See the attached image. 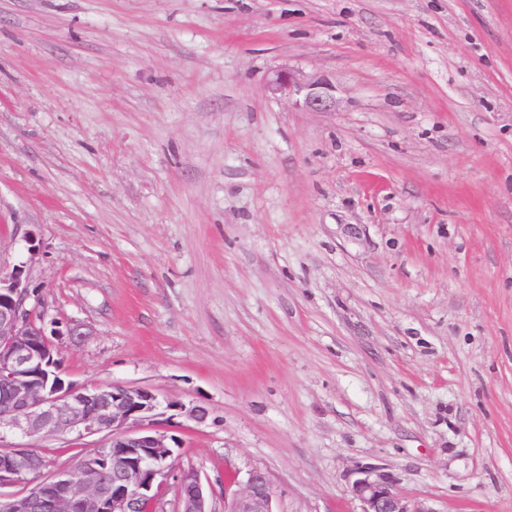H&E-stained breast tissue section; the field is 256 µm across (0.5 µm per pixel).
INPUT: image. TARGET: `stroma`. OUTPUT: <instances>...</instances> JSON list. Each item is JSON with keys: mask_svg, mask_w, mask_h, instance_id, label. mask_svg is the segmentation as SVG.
<instances>
[{"mask_svg": "<svg viewBox=\"0 0 512 512\" xmlns=\"http://www.w3.org/2000/svg\"><path fill=\"white\" fill-rule=\"evenodd\" d=\"M16 265L70 380L210 410L166 427L213 512L255 469L274 512H359L367 463L512 512V0H0ZM267 85L272 94L295 99L296 105H302L312 112H332L336 107L332 85L301 71L290 68L276 70Z\"/></svg>", "mask_w": 512, "mask_h": 512, "instance_id": "stroma-1", "label": "stroma"}]
</instances>
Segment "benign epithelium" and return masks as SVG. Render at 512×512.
Instances as JSON below:
<instances>
[{"label": "benign epithelium", "mask_w": 512, "mask_h": 512, "mask_svg": "<svg viewBox=\"0 0 512 512\" xmlns=\"http://www.w3.org/2000/svg\"><path fill=\"white\" fill-rule=\"evenodd\" d=\"M267 85L312 112L336 107L332 85L300 71L276 70ZM73 335L67 323L48 321L39 311L22 267L0 269V512H166L171 488L176 512H213L209 481L193 468L172 474L170 460L185 443L160 422L176 411L203 423L208 408L114 382L41 387L43 370L59 368L57 342ZM8 434L31 440L70 435L75 441L99 435L101 443L86 449L78 466L56 468L32 448L3 444ZM351 475L359 512H431L376 466L358 465ZM272 503L267 478L252 471L244 494L224 512H274Z\"/></svg>", "instance_id": "7a95c632"}]
</instances>
